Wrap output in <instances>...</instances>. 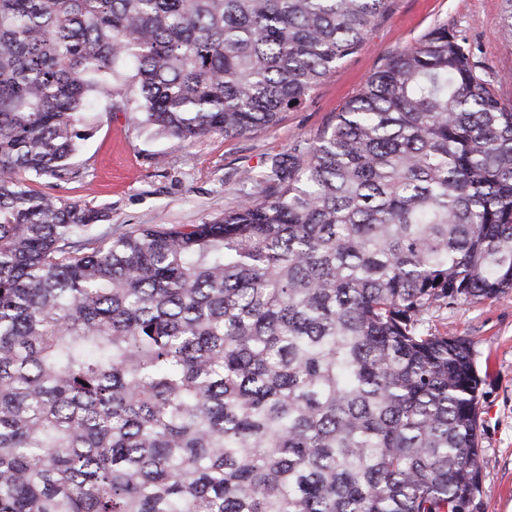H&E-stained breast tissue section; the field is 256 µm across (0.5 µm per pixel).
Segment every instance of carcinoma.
<instances>
[{"instance_id": "cac0c4a2", "label": "carcinoma", "mask_w": 512, "mask_h": 512, "mask_svg": "<svg viewBox=\"0 0 512 512\" xmlns=\"http://www.w3.org/2000/svg\"><path fill=\"white\" fill-rule=\"evenodd\" d=\"M392 0H0V512H465L482 378L430 307L512 289V107L440 25L224 217L93 238L78 176L134 125L244 136Z\"/></svg>"}]
</instances>
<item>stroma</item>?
Returning <instances> with one entry per match:
<instances>
[{
    "mask_svg": "<svg viewBox=\"0 0 512 512\" xmlns=\"http://www.w3.org/2000/svg\"><path fill=\"white\" fill-rule=\"evenodd\" d=\"M502 0H392L356 53L299 108L274 127L246 137L216 132L181 144L135 126L126 106L135 99V65L125 61L122 93L97 97L84 126L85 137L71 180L39 181L36 191L97 210L89 230L100 238L132 224L169 227L223 217L242 194V177L270 166L300 141L314 139L367 79L397 51L416 43L433 27L464 31L476 59L501 76L496 91L512 103V38L500 33ZM425 332L466 339L483 379L478 403L483 454L480 491L472 512H512V290L492 298L437 304L423 316Z\"/></svg>",
    "mask_w": 512,
    "mask_h": 512,
    "instance_id": "1",
    "label": "stroma"
}]
</instances>
